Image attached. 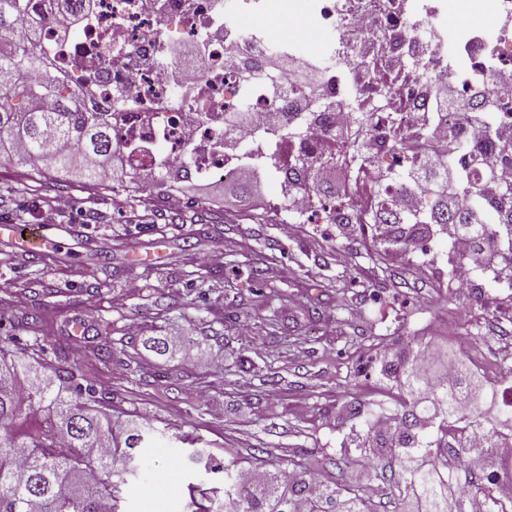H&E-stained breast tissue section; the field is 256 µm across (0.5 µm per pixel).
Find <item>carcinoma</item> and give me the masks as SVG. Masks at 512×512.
<instances>
[{"mask_svg":"<svg viewBox=\"0 0 512 512\" xmlns=\"http://www.w3.org/2000/svg\"><path fill=\"white\" fill-rule=\"evenodd\" d=\"M46 0H0V160L30 166L43 175L62 170L100 184V172L122 160L125 148L112 132V113L100 112L89 92L69 83L56 62L38 53L29 41L39 37ZM307 112L288 104V123H275L265 135L300 139L324 118L325 105ZM477 139H498V126L481 109L456 113ZM345 151L355 163L371 160V145L354 138ZM486 163L465 159L448 167V152L425 157L397 173L416 175L431 194L417 209L402 211L397 200L384 198L376 224H452L469 241L471 252L493 249L499 263L512 268V244L503 235L512 228V184L494 195L472 188L485 182ZM305 189L335 204L336 223L346 216V197L333 199L313 177ZM426 348L418 347L397 365L383 363L384 376L399 375L412 402L380 431L365 422L358 444L368 463L393 460L381 475L399 493L411 497L414 512H465L467 485L485 500L487 512H512V500L496 496L501 480L512 478V459L498 464L499 474H468L465 459L498 448L506 434L481 410L472 394L473 373L457 363L451 385H423ZM96 391L76 366L46 375L39 366L16 360L8 341L0 345V512H124L120 507L128 475L147 471L138 449L149 444L154 428L136 422L116 425L99 414ZM456 449L458 462L448 465L441 449ZM188 461L206 473L223 477V486L187 485L191 512H373L369 488L346 491L319 483L296 470L260 464L262 479L248 482L232 464L221 466L200 451Z\"/></svg>","mask_w":512,"mask_h":512,"instance_id":"obj_1","label":"carcinoma"}]
</instances>
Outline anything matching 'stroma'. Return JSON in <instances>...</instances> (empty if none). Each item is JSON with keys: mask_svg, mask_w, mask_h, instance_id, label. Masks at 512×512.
<instances>
[{"mask_svg": "<svg viewBox=\"0 0 512 512\" xmlns=\"http://www.w3.org/2000/svg\"><path fill=\"white\" fill-rule=\"evenodd\" d=\"M141 182L129 174L94 188L60 172L27 178L21 165L0 163V224L61 230L60 246L43 256L0 233V336L21 348L40 342L45 365H79L113 415L168 431L145 451L153 498L130 499L127 512H186L193 474L171 439L177 432L245 469L261 454L322 482L373 485L374 512H408L373 469L351 463L365 419L397 413L406 398L378 366L418 341L503 385L512 285L502 278L481 294L461 292L403 245L374 252L364 225L300 223L262 166L243 198L183 183L188 203L178 211L165 204L166 186L144 193ZM63 195L72 211L49 214ZM289 223L296 233L287 237ZM255 267L263 280L252 277ZM31 312L40 317L34 331L24 322ZM132 322L135 345L127 342ZM176 329L181 343L221 363L141 344Z\"/></svg>", "mask_w": 512, "mask_h": 512, "instance_id": "obj_1", "label": "stroma"}]
</instances>
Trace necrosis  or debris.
<instances>
[{
  "mask_svg": "<svg viewBox=\"0 0 512 512\" xmlns=\"http://www.w3.org/2000/svg\"><path fill=\"white\" fill-rule=\"evenodd\" d=\"M494 26L449 30L443 20L454 0H299L295 15L302 28L296 41L280 48L284 60L309 63L319 55L329 65L313 86L328 103L320 127L307 133L305 151L326 158L337 139L348 134L331 103L342 97V80L374 123L413 134L420 115L440 111L441 145L455 147L459 134L452 107L436 109L433 84L449 80L455 98L474 101L485 90L496 95L491 118L512 125V0H488ZM61 16L39 36L38 45L68 79L87 87L94 101L111 112L114 131L127 145L145 147L135 168L148 171L161 162L186 165L194 178H224L236 171L224 153L228 115L249 111L258 117L284 112L296 97L287 70H272L271 47L260 28L243 33L224 24V0H86L73 16L74 36L61 37ZM424 66L412 65L416 54ZM281 94L272 96L271 83ZM241 147L284 174L295 150L285 139L241 133ZM412 159L405 153L379 158L356 171L338 161L346 176V197L357 223L371 225L374 190L393 184L394 170Z\"/></svg>",
  "mask_w": 512,
  "mask_h": 512,
  "instance_id": "obj_1",
  "label": "necrosis or debris"
}]
</instances>
